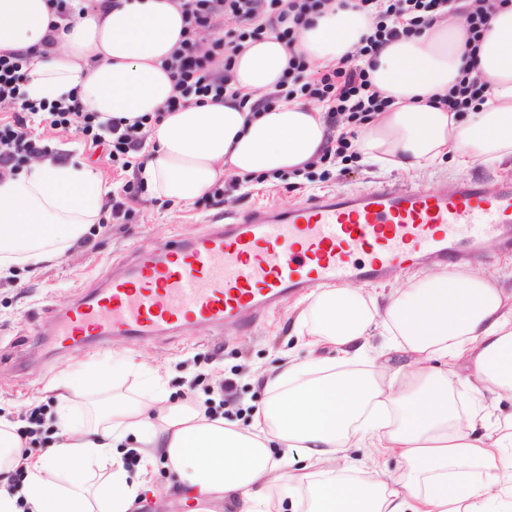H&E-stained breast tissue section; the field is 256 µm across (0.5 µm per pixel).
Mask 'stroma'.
Listing matches in <instances>:
<instances>
[{"label":"stroma","instance_id":"obj_1","mask_svg":"<svg viewBox=\"0 0 512 512\" xmlns=\"http://www.w3.org/2000/svg\"><path fill=\"white\" fill-rule=\"evenodd\" d=\"M35 132L53 156L88 164L110 184L124 180L104 149H90L75 131H60L40 124ZM461 178L495 180L512 178V158L495 165L461 167L447 161L415 175L384 172L353 161L337 163L326 178H313L300 186L267 178L246 192L232 191L223 203L191 206L165 203L149 190H142L132 205L129 220L113 219L102 211L83 246L43 265L39 271L17 269L13 277L0 280V413L21 418L33 401L49 405L48 390L61 370L86 363H120L125 360L163 364L169 387L176 394L196 397L210 393L211 378L224 374L234 383L235 399L260 401L261 388L244 384L242 374L255 363L273 364L279 351L293 349L297 340L292 324L299 309L290 299L280 310L254 316L251 329L224 336L209 327L197 326L185 336H159L150 341L120 340L93 349H59L50 332L49 306L74 300L93 287L97 278L122 261L130 251L153 249L173 237L196 234L208 220L247 212L264 205L286 207L310 196L337 189H365L381 183L399 188L418 186L432 190Z\"/></svg>","mask_w":512,"mask_h":512}]
</instances>
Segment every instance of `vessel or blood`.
Masks as SVG:
<instances>
[{"instance_id": "obj_1", "label": "vessel or blood", "mask_w": 512, "mask_h": 512, "mask_svg": "<svg viewBox=\"0 0 512 512\" xmlns=\"http://www.w3.org/2000/svg\"><path fill=\"white\" fill-rule=\"evenodd\" d=\"M487 240L512 247L511 180L340 189L287 209L215 218L195 236L132 252L81 298L54 307L55 336L88 345L198 325L235 332L244 312L315 285L378 281L424 259L457 265Z\"/></svg>"}]
</instances>
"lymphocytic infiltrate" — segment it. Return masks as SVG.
<instances>
[{"label": "lymphocytic infiltrate", "instance_id": "f902f5d3", "mask_svg": "<svg viewBox=\"0 0 512 512\" xmlns=\"http://www.w3.org/2000/svg\"><path fill=\"white\" fill-rule=\"evenodd\" d=\"M450 0H355L357 9L371 21V32L357 49L337 65L312 70L296 45L302 29L321 15L331 0H184L182 39L165 63L174 93L163 106L174 112L190 98L223 97L230 92L234 58L248 43L275 35L288 50V68L274 89L263 92L254 110L275 106L283 100L310 98L325 104L326 121L333 132L322 148L323 166L348 161L355 156L347 133L337 132L339 123L355 126L375 112L386 110L391 101L371 81L370 68L379 49L400 38L423 34L447 15ZM233 18L234 28L224 26ZM29 65L27 55L0 52V110H9L0 121V177L12 174L30 158L47 151L30 131L31 120L61 130H75L92 146H108V156L122 168L132 165L145 135L140 124L118 120L99 122L96 113L85 111L78 101L47 104L21 98L19 88ZM487 84L473 67L462 68L457 82L438 104L451 112H466L485 100Z\"/></svg>", "mask_w": 512, "mask_h": 512}]
</instances>
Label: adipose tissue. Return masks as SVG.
<instances>
[{"instance_id": "obj_1", "label": "adipose tissue", "mask_w": 512, "mask_h": 512, "mask_svg": "<svg viewBox=\"0 0 512 512\" xmlns=\"http://www.w3.org/2000/svg\"><path fill=\"white\" fill-rule=\"evenodd\" d=\"M182 2L105 10L101 0H73L74 19L53 33L47 0H0V52L30 56L23 99L74 97L104 120L161 113L140 176L175 204H193L227 173L290 172L317 157L329 136L320 105L284 101L254 113L227 96L162 113L173 93L162 62L181 39ZM464 25L454 15L380 50L371 80L392 104L355 140L364 163L409 174L448 156L468 166L512 155V6L492 16L473 62L486 101L460 113L432 101L466 64ZM369 32L354 0H335L302 30L299 48L323 67ZM287 66L280 41L250 43L232 86L264 92ZM110 192L89 166L48 157L0 181V278L76 248ZM376 331L385 338L377 348ZM294 333L307 357L282 351L253 377L265 398L246 426L208 413L204 399H172L158 367L147 394L109 398V380L136 363L61 371L53 441L40 454L24 455L19 421L0 414V512H138L144 477L159 463L179 478L173 507L189 512H512V414L491 412L512 400V291L494 276L440 270L388 292L319 285ZM352 448L375 449L399 469L352 459ZM126 449L139 455L136 470L124 464ZM20 464L15 493L7 474Z\"/></svg>"}]
</instances>
